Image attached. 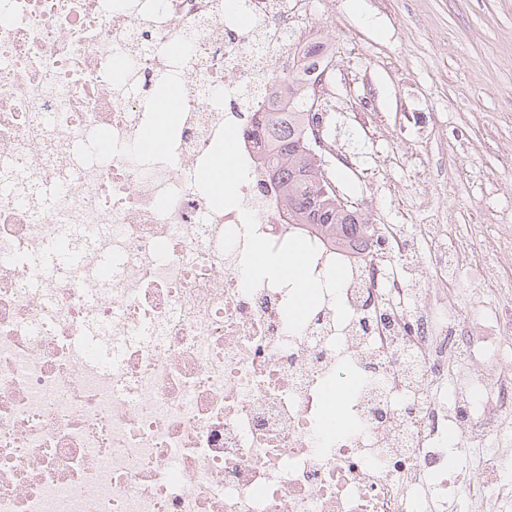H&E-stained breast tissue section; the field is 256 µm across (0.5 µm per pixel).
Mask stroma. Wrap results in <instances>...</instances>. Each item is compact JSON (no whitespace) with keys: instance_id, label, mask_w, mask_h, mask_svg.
Wrapping results in <instances>:
<instances>
[{"instance_id":"1","label":"stroma","mask_w":512,"mask_h":512,"mask_svg":"<svg viewBox=\"0 0 512 512\" xmlns=\"http://www.w3.org/2000/svg\"><path fill=\"white\" fill-rule=\"evenodd\" d=\"M333 47L321 162L378 224L417 233L429 207L512 277V0H312ZM366 115L354 124V112Z\"/></svg>"}]
</instances>
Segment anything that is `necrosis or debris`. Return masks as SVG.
<instances>
[{"label": "necrosis or debris", "instance_id": "4bbe7bcc", "mask_svg": "<svg viewBox=\"0 0 512 512\" xmlns=\"http://www.w3.org/2000/svg\"><path fill=\"white\" fill-rule=\"evenodd\" d=\"M312 31L309 0H0V512H429L465 443L476 495L512 499V307L471 330L452 225L421 226L425 262L388 224L365 250L295 232L260 164ZM161 79L182 117L155 154ZM258 240L305 254L298 319L248 277ZM231 135L225 141L224 150L219 152L213 159L210 170L207 174L208 181L215 189L216 194L220 198H224V185L227 181L236 175L233 164V157L230 152V146L226 142H231Z\"/></svg>", "mask_w": 512, "mask_h": 512}]
</instances>
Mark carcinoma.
<instances>
[{
	"instance_id": "cac0c4a2",
	"label": "carcinoma",
	"mask_w": 512,
	"mask_h": 512,
	"mask_svg": "<svg viewBox=\"0 0 512 512\" xmlns=\"http://www.w3.org/2000/svg\"><path fill=\"white\" fill-rule=\"evenodd\" d=\"M320 56V46L310 45L299 59V68L304 71L316 68ZM283 83L287 96L279 99V111L263 113L253 138L265 159L269 176L280 188L288 222L312 226L338 242H367L365 221L336 199L327 174L302 140L310 113L305 111L304 89L299 78H288Z\"/></svg>"
}]
</instances>
